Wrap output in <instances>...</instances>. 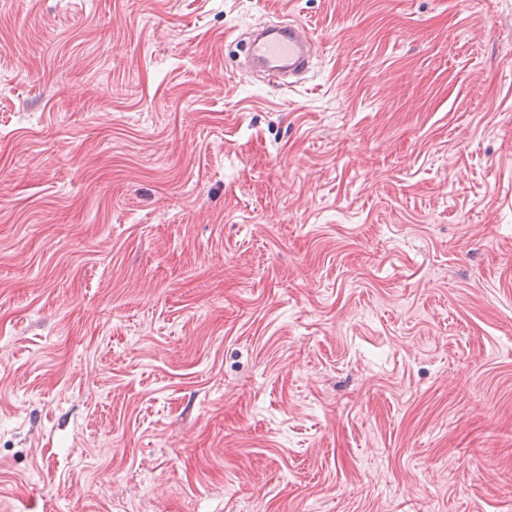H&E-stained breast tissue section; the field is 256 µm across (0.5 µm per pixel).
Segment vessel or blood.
Here are the masks:
<instances>
[{"label": "vessel or blood", "mask_w": 512, "mask_h": 512, "mask_svg": "<svg viewBox=\"0 0 512 512\" xmlns=\"http://www.w3.org/2000/svg\"><path fill=\"white\" fill-rule=\"evenodd\" d=\"M246 53L273 72L295 73L306 70L313 54V42L303 26L279 24L265 35L249 40Z\"/></svg>", "instance_id": "vessel-or-blood-1"}]
</instances>
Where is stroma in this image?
I'll return each mask as SVG.
<instances>
[{
	"label": "stroma",
	"instance_id": "obj_1",
	"mask_svg": "<svg viewBox=\"0 0 512 512\" xmlns=\"http://www.w3.org/2000/svg\"><path fill=\"white\" fill-rule=\"evenodd\" d=\"M0 512H512V0H0ZM246 54L273 72L288 75L305 71L313 54V42L303 26L294 22L269 28L265 35L246 43Z\"/></svg>",
	"mask_w": 512,
	"mask_h": 512
}]
</instances>
